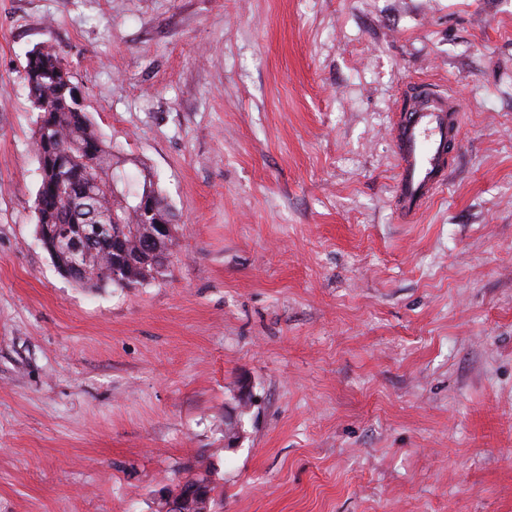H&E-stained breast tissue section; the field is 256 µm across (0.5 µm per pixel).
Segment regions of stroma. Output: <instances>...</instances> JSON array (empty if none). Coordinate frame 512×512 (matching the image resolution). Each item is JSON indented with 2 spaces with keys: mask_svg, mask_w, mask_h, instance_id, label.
<instances>
[{
  "mask_svg": "<svg viewBox=\"0 0 512 512\" xmlns=\"http://www.w3.org/2000/svg\"><path fill=\"white\" fill-rule=\"evenodd\" d=\"M44 46L173 214L155 280L36 234ZM421 87L462 148L405 223ZM199 459L223 512H512V0H0V512H163Z\"/></svg>",
  "mask_w": 512,
  "mask_h": 512,
  "instance_id": "1",
  "label": "stroma"
}]
</instances>
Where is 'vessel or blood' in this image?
Returning <instances> with one entry per match:
<instances>
[{
    "label": "vessel or blood",
    "instance_id": "vessel-or-blood-1",
    "mask_svg": "<svg viewBox=\"0 0 512 512\" xmlns=\"http://www.w3.org/2000/svg\"><path fill=\"white\" fill-rule=\"evenodd\" d=\"M460 130L455 102L429 88L419 90L397 120L395 198L403 220H412L440 188L450 149L460 143Z\"/></svg>",
    "mask_w": 512,
    "mask_h": 512
}]
</instances>
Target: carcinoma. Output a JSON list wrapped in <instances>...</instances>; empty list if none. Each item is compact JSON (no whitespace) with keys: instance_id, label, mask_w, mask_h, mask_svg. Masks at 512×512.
I'll return each instance as SVG.
<instances>
[{"instance_id":"1","label":"carcinoma","mask_w":512,"mask_h":512,"mask_svg":"<svg viewBox=\"0 0 512 512\" xmlns=\"http://www.w3.org/2000/svg\"><path fill=\"white\" fill-rule=\"evenodd\" d=\"M25 82L33 111L37 112L33 148L39 164L35 208L36 224L45 238V250L60 266L79 259L67 240L82 228L97 225L102 239L94 254L81 260L83 271L75 283L87 288L107 284L140 283L161 275L140 255L143 241L156 224L172 223L164 198L154 199V213L144 218L136 200L153 183L132 176L114 161L106 142L84 111L72 76L60 54L44 47L32 52L25 66ZM121 223H114V219ZM214 487L201 475L180 483L178 497H190L187 512H221Z\"/></svg>"}]
</instances>
